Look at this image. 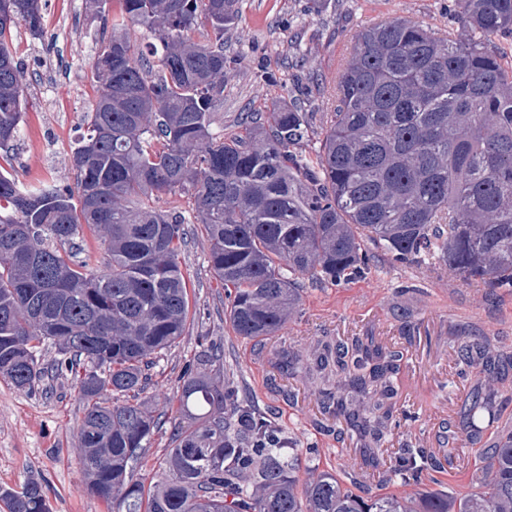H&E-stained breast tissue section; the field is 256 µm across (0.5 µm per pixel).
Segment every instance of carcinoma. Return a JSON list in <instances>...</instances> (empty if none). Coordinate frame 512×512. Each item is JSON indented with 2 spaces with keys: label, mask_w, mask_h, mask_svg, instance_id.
I'll return each mask as SVG.
<instances>
[{
  "label": "carcinoma",
  "mask_w": 512,
  "mask_h": 512,
  "mask_svg": "<svg viewBox=\"0 0 512 512\" xmlns=\"http://www.w3.org/2000/svg\"><path fill=\"white\" fill-rule=\"evenodd\" d=\"M91 0L103 20L98 96L72 153L76 188L20 186L0 165V377L30 390L74 374L88 489L111 512H512V432L489 447L478 490L363 497L329 471L299 476L273 427L200 359L186 368L180 417L149 486L133 463L160 428L140 402L152 355L177 343L189 317L179 256L198 224L228 319L246 339L284 330L300 280L331 284L370 270L374 248L401 264L438 265L488 288H512V0H456L461 30L394 18L357 29L333 108L294 102L213 131L224 105V31L240 0ZM43 36L42 0H0V151L18 140L23 67L18 26ZM207 27L211 37L188 36ZM155 43L143 50L134 28ZM320 127L315 154L306 147ZM188 196L192 217L156 205ZM99 233L100 269L75 261L83 227ZM57 345L50 363L40 358ZM484 379L465 403L466 439L498 419L512 355L480 336L457 348ZM318 395L324 428L356 423L364 458L407 488L441 467L426 448H386L400 423V351L367 337L323 336L295 356ZM108 392L112 399L103 393ZM8 512H50L43 486L0 489Z\"/></svg>",
  "instance_id": "carcinoma-1"
}]
</instances>
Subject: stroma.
I'll return each mask as SVG.
<instances>
[{
  "instance_id": "1",
  "label": "stroma",
  "mask_w": 512,
  "mask_h": 512,
  "mask_svg": "<svg viewBox=\"0 0 512 512\" xmlns=\"http://www.w3.org/2000/svg\"><path fill=\"white\" fill-rule=\"evenodd\" d=\"M453 0H242V18L224 34L230 76L217 123L232 125L247 112H270L301 94L310 112L325 111L337 71L356 29L389 18L417 22L432 31L460 30ZM45 39L19 29L15 55L24 69L25 110L11 151L16 179L25 185L75 184L71 154L86 128L96 98L93 63L102 22L88 0H48L42 11ZM275 74L277 85L266 82ZM190 291V314L179 342L149 370L141 400L162 428L136 468L156 482L159 463L177 417L182 375L206 350L219 353L215 379H230L297 453L301 469L328 470L347 481L350 459L359 455L355 433L344 440L321 426L317 396L288 366L289 347L304 348L318 336H368L375 345L396 344L404 358L397 383L399 409L412 414L389 436L391 448L419 447L430 438L446 442L448 425L438 409L453 404L464 418L468 386L456 378V340L489 336L512 352V289L474 287L427 265H402L379 257L367 275L340 285L303 282L298 313L284 334L256 342L236 336L224 315V286L208 263L207 244L193 237L179 256ZM84 404L72 377L59 376L25 392L0 379V486L29 480L48 487L51 512H109L92 494L80 465L79 428ZM466 469L422 481L465 494L475 489L484 447L458 438Z\"/></svg>"
}]
</instances>
